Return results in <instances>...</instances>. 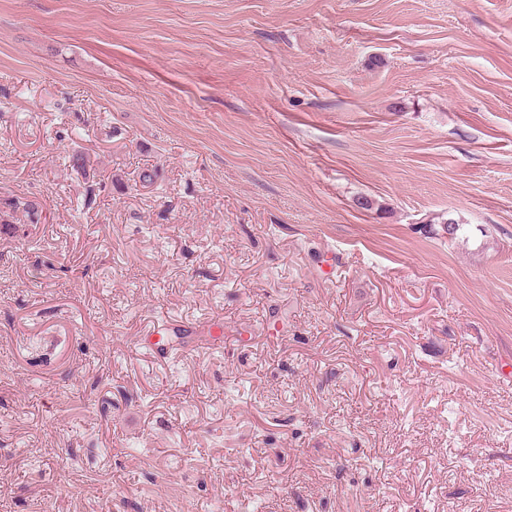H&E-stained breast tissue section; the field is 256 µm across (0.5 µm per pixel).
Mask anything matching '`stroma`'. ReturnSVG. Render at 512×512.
I'll use <instances>...</instances> for the list:
<instances>
[{
	"label": "stroma",
	"mask_w": 512,
	"mask_h": 512,
	"mask_svg": "<svg viewBox=\"0 0 512 512\" xmlns=\"http://www.w3.org/2000/svg\"><path fill=\"white\" fill-rule=\"evenodd\" d=\"M0 512H512V0H0Z\"/></svg>",
	"instance_id": "35a3bbf8"
}]
</instances>
